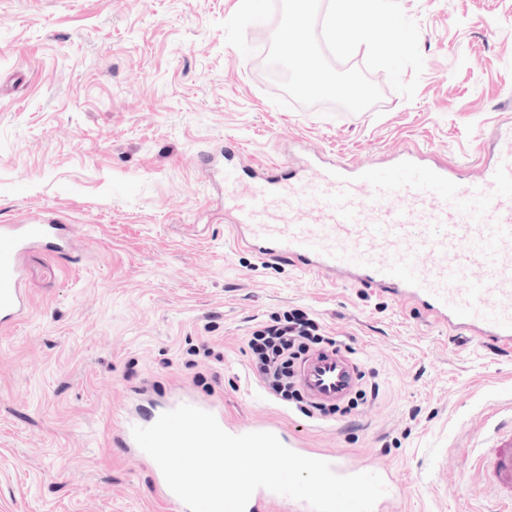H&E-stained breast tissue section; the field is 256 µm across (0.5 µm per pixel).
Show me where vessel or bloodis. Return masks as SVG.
<instances>
[{
  "mask_svg": "<svg viewBox=\"0 0 512 512\" xmlns=\"http://www.w3.org/2000/svg\"><path fill=\"white\" fill-rule=\"evenodd\" d=\"M497 161L474 178L445 164L424 163L418 149L403 150L387 167L352 166L322 156L304 162L293 176L274 169L254 172L252 191L236 194L232 153H210L204 165L224 177L225 208L234 211L237 240L264 258L295 262L305 273L340 283H361L399 307L417 311L450 334L491 349H512V131ZM405 198L402 206L394 198ZM35 245L67 251L63 224L0 225V325L27 317L22 254ZM358 363L336 347L305 355L295 382L314 405L346 401L359 381ZM188 404L223 419V408L192 396L134 404L122 412L120 440L144 458L132 429ZM483 453L474 464L486 477L504 512H512V417L489 414ZM252 431L273 433L303 456L331 464L340 475L379 474L387 492L373 512H395L402 484L395 471L346 453L309 448L296 432L258 421ZM246 512H312L302 501L257 489Z\"/></svg>",
  "mask_w": 512,
  "mask_h": 512,
  "instance_id": "b4317fda",
  "label": "vessel or blood"
}]
</instances>
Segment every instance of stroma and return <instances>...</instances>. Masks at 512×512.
Here are the masks:
<instances>
[{"label": "stroma", "mask_w": 512, "mask_h": 512, "mask_svg": "<svg viewBox=\"0 0 512 512\" xmlns=\"http://www.w3.org/2000/svg\"><path fill=\"white\" fill-rule=\"evenodd\" d=\"M239 5L0 0V224H66L74 244L23 254L30 312L0 327V512H168L119 415L180 394L391 466L396 512H497L467 456L512 404V351L237 246L202 156L231 145L238 166L284 172L315 151L385 164L412 147L478 172L512 126V0H400L420 28L416 94L371 72L383 98L360 113L275 105L278 22L250 25L243 55L220 27ZM292 308L353 348L376 400L313 420L249 379L254 326Z\"/></svg>", "instance_id": "stroma-1"}]
</instances>
